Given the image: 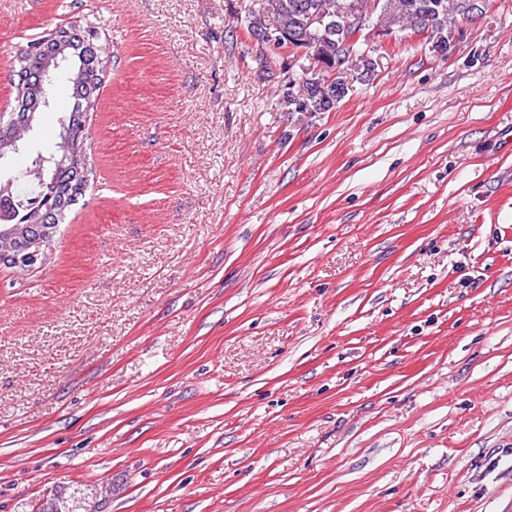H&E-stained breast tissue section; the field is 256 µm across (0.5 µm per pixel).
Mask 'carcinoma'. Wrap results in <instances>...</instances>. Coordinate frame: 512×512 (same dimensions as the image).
Returning a JSON list of instances; mask_svg holds the SVG:
<instances>
[{
  "label": "carcinoma",
  "instance_id": "carcinoma-1",
  "mask_svg": "<svg viewBox=\"0 0 512 512\" xmlns=\"http://www.w3.org/2000/svg\"><path fill=\"white\" fill-rule=\"evenodd\" d=\"M321 0H265L264 11L249 20L248 34L267 28L283 27L292 30L298 26L299 14L295 6L301 4L316 8ZM462 2L464 0H379L376 24L400 30H409L413 34H423L431 41L443 36L450 38L458 32L462 20ZM91 27L74 25L69 31L57 35L50 34L42 38L34 47V52L42 59L53 64L52 77L68 82L70 90V108L61 113L58 120L66 121L74 136L80 140H89L87 131L88 113L98 102L105 73L109 71L111 57L109 43L101 36L90 43L86 36ZM358 28L348 26L337 37L324 41L317 50L314 66L325 68L323 75L340 82L347 79L345 63L352 54L358 52ZM14 105L7 119L0 120V126L11 127L18 131L34 129L40 123L41 114L53 112V103H45L41 93L12 86ZM318 93L313 85L299 82L298 89L288 94L285 103L290 112H301L299 101L314 102ZM56 149L44 154L37 152L27 158L21 178H32L37 188L33 192L21 195L16 192L14 180H9V195L14 203V221L22 222L26 213L34 208L53 211L65 220L66 213L85 196L89 186L93 167L82 164H69L55 156ZM66 512H86L87 502L83 489L76 487L68 497L61 498Z\"/></svg>",
  "mask_w": 512,
  "mask_h": 512
}]
</instances>
